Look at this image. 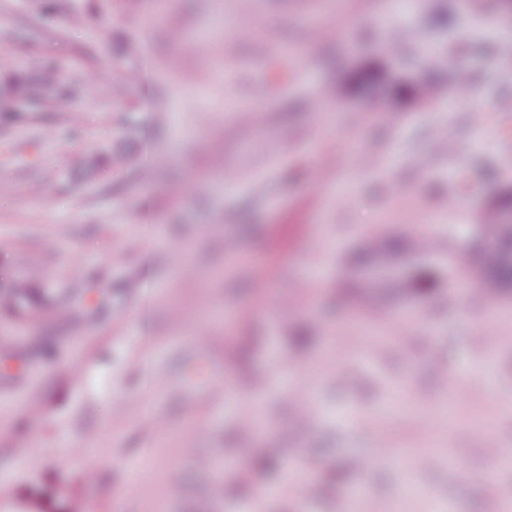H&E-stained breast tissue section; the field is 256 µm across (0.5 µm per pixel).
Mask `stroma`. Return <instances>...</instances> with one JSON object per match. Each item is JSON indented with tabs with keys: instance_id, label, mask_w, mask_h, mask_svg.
I'll use <instances>...</instances> for the list:
<instances>
[{
	"instance_id": "35a3bbf8",
	"label": "stroma",
	"mask_w": 512,
	"mask_h": 512,
	"mask_svg": "<svg viewBox=\"0 0 512 512\" xmlns=\"http://www.w3.org/2000/svg\"><path fill=\"white\" fill-rule=\"evenodd\" d=\"M45 3L0 0V280L54 312L0 315V512H343L382 444L494 478L403 497L379 465L370 512H512V289L448 263L512 194V11ZM411 229L434 249L352 265ZM296 456L312 485L284 486Z\"/></svg>"
}]
</instances>
